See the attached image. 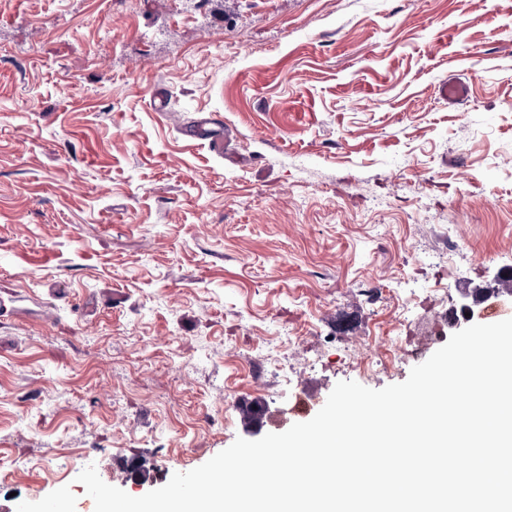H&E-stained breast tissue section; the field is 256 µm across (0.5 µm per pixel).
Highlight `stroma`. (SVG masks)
Returning <instances> with one entry per match:
<instances>
[{
    "label": "stroma",
    "mask_w": 512,
    "mask_h": 512,
    "mask_svg": "<svg viewBox=\"0 0 512 512\" xmlns=\"http://www.w3.org/2000/svg\"><path fill=\"white\" fill-rule=\"evenodd\" d=\"M507 271L512 0H0V512L404 382ZM187 135L196 139L207 140L211 144L214 138L220 139L224 138V135L226 136L224 122L221 118H217L216 115L202 119L187 131ZM481 302H471L467 297H463L456 301L454 308H459L462 312L461 319L454 320L448 324L449 332L452 334L464 329L473 323H483L484 320V307H480ZM469 312L470 317H465V313Z\"/></svg>",
    "instance_id": "1"
}]
</instances>
